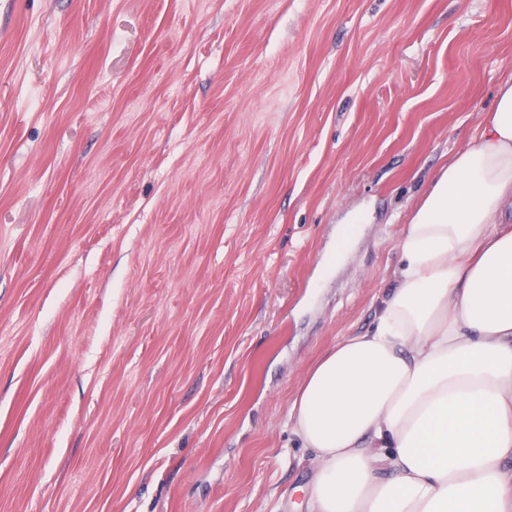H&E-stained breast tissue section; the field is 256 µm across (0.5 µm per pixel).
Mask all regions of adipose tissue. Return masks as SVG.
Listing matches in <instances>:
<instances>
[{"label":"adipose tissue","mask_w":512,"mask_h":512,"mask_svg":"<svg viewBox=\"0 0 512 512\" xmlns=\"http://www.w3.org/2000/svg\"><path fill=\"white\" fill-rule=\"evenodd\" d=\"M398 249L375 328L291 402L307 512H512V76Z\"/></svg>","instance_id":"1"}]
</instances>
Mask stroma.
<instances>
[{
	"instance_id": "stroma-1",
	"label": "stroma",
	"mask_w": 512,
	"mask_h": 512,
	"mask_svg": "<svg viewBox=\"0 0 512 512\" xmlns=\"http://www.w3.org/2000/svg\"><path fill=\"white\" fill-rule=\"evenodd\" d=\"M512 75V0H0V512H303L288 409Z\"/></svg>"
}]
</instances>
